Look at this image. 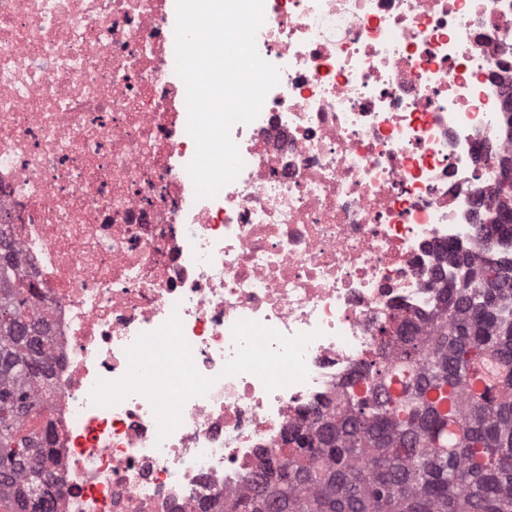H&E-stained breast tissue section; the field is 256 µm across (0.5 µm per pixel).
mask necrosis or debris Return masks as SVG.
<instances>
[{
	"label": "necrosis or debris",
	"instance_id": "1",
	"mask_svg": "<svg viewBox=\"0 0 512 512\" xmlns=\"http://www.w3.org/2000/svg\"><path fill=\"white\" fill-rule=\"evenodd\" d=\"M174 26L173 0H0V223L52 331L50 512H224L389 315L436 312L512 157V0H265L280 81L197 197ZM174 312L214 383L162 439L144 396L90 394ZM242 319L313 334L307 381L223 375Z\"/></svg>",
	"mask_w": 512,
	"mask_h": 512
}]
</instances>
